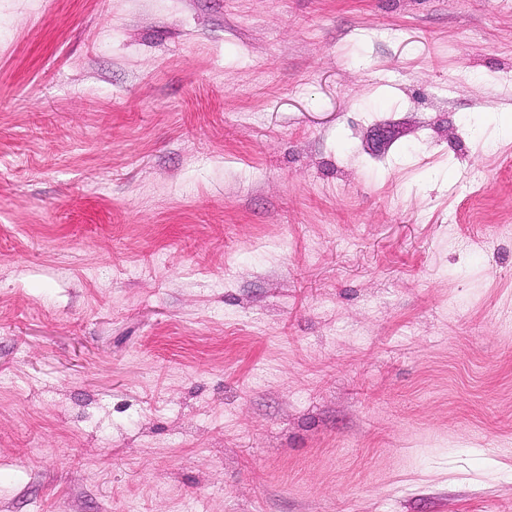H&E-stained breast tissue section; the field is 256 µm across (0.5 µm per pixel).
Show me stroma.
Segmentation results:
<instances>
[{"label":"stroma","mask_w":512,"mask_h":512,"mask_svg":"<svg viewBox=\"0 0 512 512\" xmlns=\"http://www.w3.org/2000/svg\"><path fill=\"white\" fill-rule=\"evenodd\" d=\"M0 512H512V0H0Z\"/></svg>","instance_id":"obj_1"}]
</instances>
